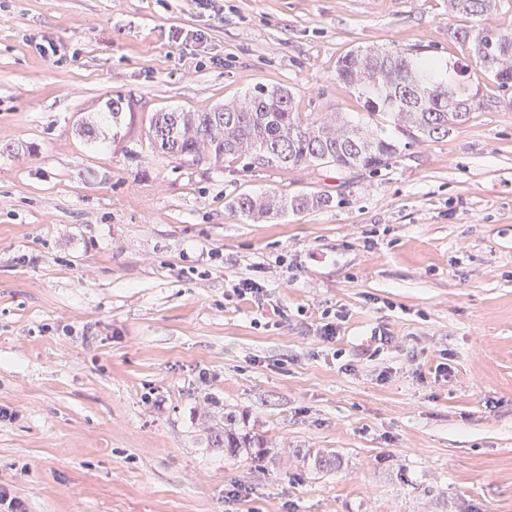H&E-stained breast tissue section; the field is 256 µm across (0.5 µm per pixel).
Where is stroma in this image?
I'll use <instances>...</instances> for the list:
<instances>
[{"mask_svg":"<svg viewBox=\"0 0 512 512\" xmlns=\"http://www.w3.org/2000/svg\"><path fill=\"white\" fill-rule=\"evenodd\" d=\"M449 26L448 0H0V490L27 512H512V96L484 88L375 175L148 135L262 84L358 112L340 56L459 62ZM264 193L330 204L230 207ZM224 429L266 457L225 456ZM330 198L325 195L303 193L285 196H252L244 194L232 201L230 207L253 219L270 218L288 213H303L327 206Z\"/></svg>","mask_w":512,"mask_h":512,"instance_id":"1","label":"stroma"}]
</instances>
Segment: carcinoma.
<instances>
[{"mask_svg": "<svg viewBox=\"0 0 512 512\" xmlns=\"http://www.w3.org/2000/svg\"><path fill=\"white\" fill-rule=\"evenodd\" d=\"M503 0H448V18L471 17L479 24L450 29L484 78L504 91L512 88V27L492 23ZM440 60L416 50L354 49L336 62V80L351 88L364 109L361 120L341 113L302 116L296 94L283 86L257 85L237 101L205 111H157L149 128L163 126L171 141L157 153L215 165L224 159L287 170L332 164L341 170L376 172L392 164L406 147L443 139L485 107L479 92L453 75L441 76ZM390 124L405 141L383 137L374 127ZM325 195L244 194L230 207L253 219L320 209ZM212 447L229 457L262 458L267 450L252 438L232 431L217 433Z\"/></svg>", "mask_w": 512, "mask_h": 512, "instance_id": "obj_1", "label": "carcinoma"}]
</instances>
